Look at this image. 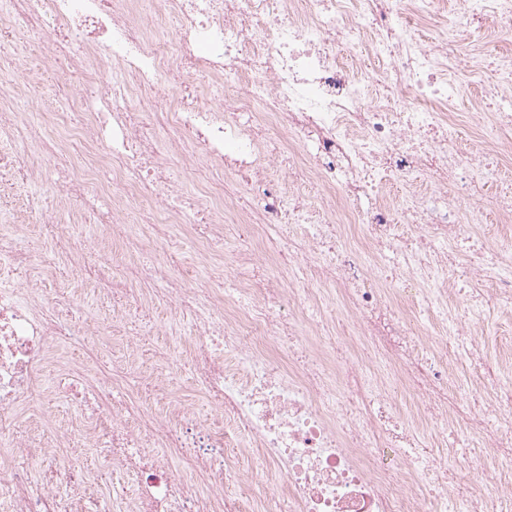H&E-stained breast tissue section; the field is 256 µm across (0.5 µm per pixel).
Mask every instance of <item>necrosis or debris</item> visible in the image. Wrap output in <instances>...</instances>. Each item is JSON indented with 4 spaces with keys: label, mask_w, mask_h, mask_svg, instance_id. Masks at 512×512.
Instances as JSON below:
<instances>
[{
    "label": "necrosis or debris",
    "mask_w": 512,
    "mask_h": 512,
    "mask_svg": "<svg viewBox=\"0 0 512 512\" xmlns=\"http://www.w3.org/2000/svg\"><path fill=\"white\" fill-rule=\"evenodd\" d=\"M474 27L511 42L512 0H0V45L43 49L66 103L51 119L70 130L35 134L13 109L23 86L0 83V137L81 158L64 178L81 221L49 227L59 253L98 224L133 258L176 225L206 264L234 260L192 306L168 261L149 293L119 263L97 269L118 318L162 301V333L189 322L160 356L191 368L215 427L171 383L142 382L137 349L110 369L94 346L64 357L74 332L44 306L21 225L0 233L10 512H512V350L484 370L481 338L487 310L512 314V55L466 41ZM142 99L160 103L153 121ZM176 162L190 196L167 180ZM143 202L157 217L136 232ZM47 396L77 427L39 425ZM430 429L456 447L428 448ZM88 448L133 485L107 492ZM267 469L277 489L234 494Z\"/></svg>",
    "instance_id": "1"
}]
</instances>
